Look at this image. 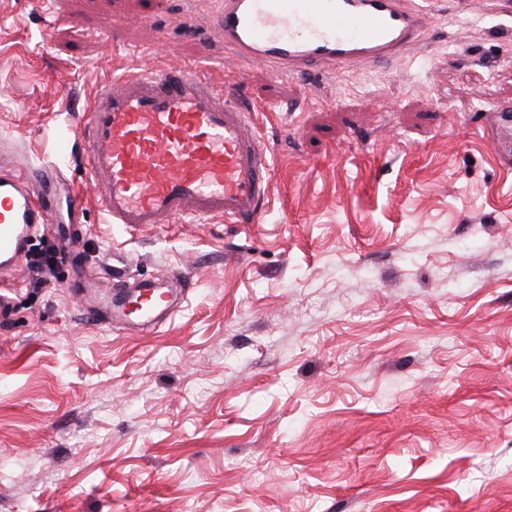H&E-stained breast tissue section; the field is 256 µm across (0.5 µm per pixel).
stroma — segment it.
Returning a JSON list of instances; mask_svg holds the SVG:
<instances>
[{"label":"stroma","mask_w":512,"mask_h":512,"mask_svg":"<svg viewBox=\"0 0 512 512\" xmlns=\"http://www.w3.org/2000/svg\"><path fill=\"white\" fill-rule=\"evenodd\" d=\"M0 0V137L95 197L68 129L94 79L189 63L221 0ZM342 75L248 66L274 147L262 224L125 229L88 205L31 291L0 273V512H512V26ZM68 140L66 157L58 144ZM190 271L151 333L93 321L82 267Z\"/></svg>","instance_id":"obj_1"}]
</instances>
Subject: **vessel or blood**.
I'll list each match as a JSON object with an SVG mask.
<instances>
[{
    "label": "vessel or blood",
    "instance_id": "b4317fda",
    "mask_svg": "<svg viewBox=\"0 0 512 512\" xmlns=\"http://www.w3.org/2000/svg\"><path fill=\"white\" fill-rule=\"evenodd\" d=\"M215 23L240 59L298 77L404 57L429 33L431 10L426 0H224ZM209 58L204 42L196 63L104 76L70 116L109 223L263 222L272 148L237 101L245 73L215 84L202 68ZM61 183L52 162L0 164V266L57 222Z\"/></svg>",
    "mask_w": 512,
    "mask_h": 512
}]
</instances>
